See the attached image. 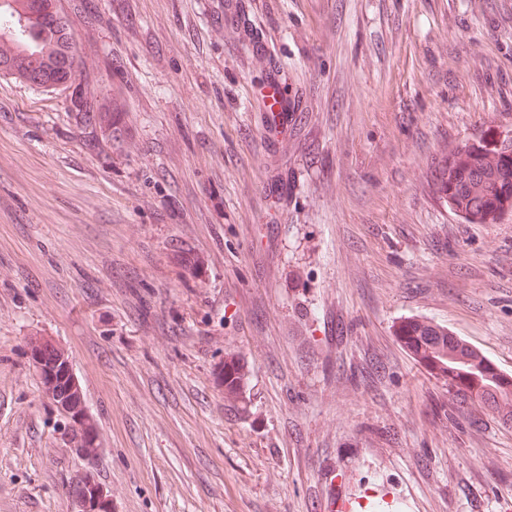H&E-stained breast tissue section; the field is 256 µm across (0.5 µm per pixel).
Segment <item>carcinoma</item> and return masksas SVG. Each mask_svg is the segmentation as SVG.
Here are the masks:
<instances>
[{"mask_svg":"<svg viewBox=\"0 0 512 512\" xmlns=\"http://www.w3.org/2000/svg\"><path fill=\"white\" fill-rule=\"evenodd\" d=\"M6 12L28 36L0 32V77L52 91L69 90L76 111L92 121L94 108L82 96L75 36L58 0H6ZM432 183L437 198L468 223H495L512 210V138H504L491 150L469 144L455 148L435 166ZM398 335L421 362L448 381L459 398L489 405L504 421H512V378L463 340L443 326L416 318L404 321ZM28 346L44 394L69 425V447L83 460L94 462L101 453L99 432L69 368L68 355L36 336L29 338ZM72 509L112 512L108 491L89 470L72 480Z\"/></svg>","mask_w":512,"mask_h":512,"instance_id":"1","label":"carcinoma"}]
</instances>
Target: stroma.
Segmentation results:
<instances>
[{"instance_id":"stroma-1","label":"stroma","mask_w":512,"mask_h":512,"mask_svg":"<svg viewBox=\"0 0 512 512\" xmlns=\"http://www.w3.org/2000/svg\"><path fill=\"white\" fill-rule=\"evenodd\" d=\"M59 6L102 113L0 78V512H72L89 467L112 512H325L367 487L392 498L368 512H512V424L397 336L430 321L512 375V212L466 223L431 182L512 136V0ZM31 336L69 357L94 465ZM28 346L44 394L69 425V448L88 463L94 462L102 450L99 432L88 414L82 388L69 368L68 355L37 336L29 338Z\"/></svg>"}]
</instances>
